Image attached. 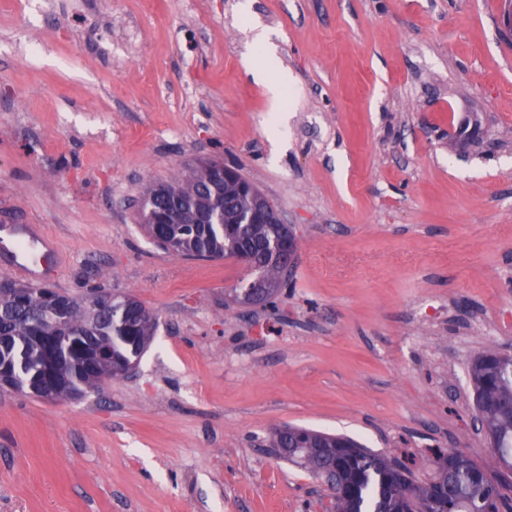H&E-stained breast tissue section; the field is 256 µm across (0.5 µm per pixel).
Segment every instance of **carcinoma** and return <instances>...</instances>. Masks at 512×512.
<instances>
[{"label":"carcinoma","mask_w":512,"mask_h":512,"mask_svg":"<svg viewBox=\"0 0 512 512\" xmlns=\"http://www.w3.org/2000/svg\"><path fill=\"white\" fill-rule=\"evenodd\" d=\"M138 223L145 233L158 234L175 241L172 246L159 247L175 258L199 259L206 252L232 254L246 248L255 258L256 279L264 288L280 294L288 287V274L279 265L266 261L273 244L288 233L281 224H240V216L252 210L254 200L241 185L230 179L214 183L201 164L188 166L182 175L171 181L147 184L141 193ZM186 205L210 216L213 223L149 224L150 210L167 206ZM41 297L32 294L26 304L18 303L13 293L0 288V363L16 375L15 390L37 386L41 367L49 354L33 342V337L74 336L76 341L56 357L58 381L71 393L80 395L94 391L108 373L105 365L91 367L87 362L86 337L105 329L112 336V354L122 358L131 344L144 352L157 329L155 317L145 308L138 310L114 307L110 311L94 306L82 316L69 320L68 325L37 322ZM480 356L491 365L471 364L468 371L471 386L481 388L485 408L478 420L485 433L494 436L491 458L483 465L473 462L455 450L454 465L444 463L446 454L435 460L434 476L423 490L433 488L447 495L436 501L437 507L450 503L455 512H512V363L502 361L498 350L485 349ZM270 447L277 455L318 476L329 471L333 453L357 448L350 474H336V482L349 480L352 491L345 498L332 500L334 512H421L426 504L407 495L416 485L411 471L385 455L375 454L354 439L303 427L284 426L272 433Z\"/></svg>","instance_id":"carcinoma-1"}]
</instances>
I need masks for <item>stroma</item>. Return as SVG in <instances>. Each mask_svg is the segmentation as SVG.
Listing matches in <instances>:
<instances>
[{"instance_id": "obj_1", "label": "stroma", "mask_w": 512, "mask_h": 512, "mask_svg": "<svg viewBox=\"0 0 512 512\" xmlns=\"http://www.w3.org/2000/svg\"><path fill=\"white\" fill-rule=\"evenodd\" d=\"M504 0H0V225L37 224L40 283L156 317L133 377L0 393V512H330L274 428L476 463L468 368L512 353V32ZM288 73L277 123L247 58ZM237 165L296 240L276 308L246 271L177 259L146 184Z\"/></svg>"}]
</instances>
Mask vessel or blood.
I'll return each mask as SVG.
<instances>
[{
	"mask_svg": "<svg viewBox=\"0 0 512 512\" xmlns=\"http://www.w3.org/2000/svg\"><path fill=\"white\" fill-rule=\"evenodd\" d=\"M11 254L12 271L25 278H37L49 265L58 263L60 255L54 241L45 233L30 236L18 233L15 227L0 225V254Z\"/></svg>",
	"mask_w": 512,
	"mask_h": 512,
	"instance_id": "vessel-or-blood-1",
	"label": "vessel or blood"
}]
</instances>
